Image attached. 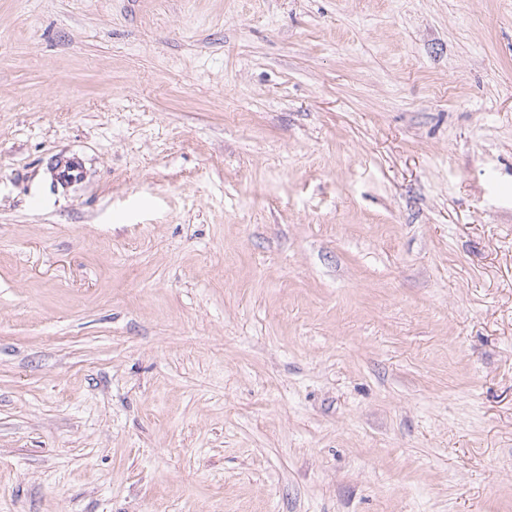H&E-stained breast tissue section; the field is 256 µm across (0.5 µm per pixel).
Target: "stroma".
I'll list each match as a JSON object with an SVG mask.
<instances>
[{
	"mask_svg": "<svg viewBox=\"0 0 512 512\" xmlns=\"http://www.w3.org/2000/svg\"><path fill=\"white\" fill-rule=\"evenodd\" d=\"M0 512H512V0H0Z\"/></svg>",
	"mask_w": 512,
	"mask_h": 512,
	"instance_id": "35a3bbf8",
	"label": "stroma"
}]
</instances>
